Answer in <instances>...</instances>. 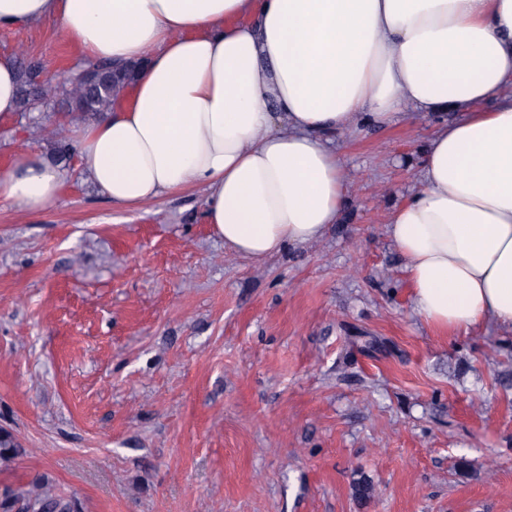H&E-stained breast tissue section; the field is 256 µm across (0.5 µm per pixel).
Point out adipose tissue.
Instances as JSON below:
<instances>
[{
	"label": "adipose tissue",
	"mask_w": 512,
	"mask_h": 512,
	"mask_svg": "<svg viewBox=\"0 0 512 512\" xmlns=\"http://www.w3.org/2000/svg\"><path fill=\"white\" fill-rule=\"evenodd\" d=\"M45 19L86 61L140 64L127 104L69 126L81 175L131 209L203 191L252 260L339 223L337 137L431 116L385 227L413 310L443 337L512 331V0H0V30ZM68 177L18 152L0 204L43 211Z\"/></svg>",
	"instance_id": "ef3b65f1"
}]
</instances>
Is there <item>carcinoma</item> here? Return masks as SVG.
Wrapping results in <instances>:
<instances>
[{"label": "carcinoma", "mask_w": 512, "mask_h": 512, "mask_svg": "<svg viewBox=\"0 0 512 512\" xmlns=\"http://www.w3.org/2000/svg\"><path fill=\"white\" fill-rule=\"evenodd\" d=\"M134 66L116 67L102 61L89 66V73L72 81H56L46 75L41 60L24 57L18 63L17 103L18 111L33 112L50 96L60 97L67 106L68 115L101 116L112 109L118 95L130 80ZM53 160L61 163L76 151V147L57 129L51 132ZM21 452L11 435L0 432V465L10 464ZM376 492L373 482L360 478L353 484L354 496L366 502ZM26 512H72V507L49 494H38L28 499Z\"/></svg>", "instance_id": "1"}]
</instances>
